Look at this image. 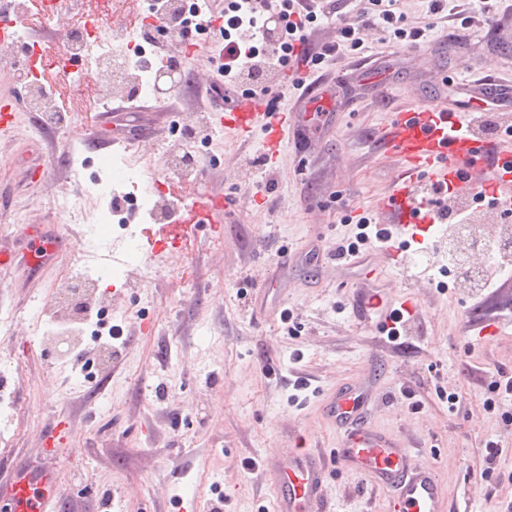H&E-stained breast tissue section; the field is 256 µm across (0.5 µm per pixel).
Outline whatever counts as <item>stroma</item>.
I'll list each match as a JSON object with an SVG mask.
<instances>
[{"label": "stroma", "instance_id": "35a3bbf8", "mask_svg": "<svg viewBox=\"0 0 512 512\" xmlns=\"http://www.w3.org/2000/svg\"><path fill=\"white\" fill-rule=\"evenodd\" d=\"M479 6L448 0L443 19L426 0H400L424 44L406 50L373 32L360 49L336 45L311 70L329 111L313 107L296 81L274 89L266 109L287 113L288 125L271 160L263 126L241 137L214 110L216 95L238 93L209 62L217 35L199 40L178 88L134 109L113 106L103 122L87 120L102 110L86 98L67 112L66 127H44L18 77L0 74V98L18 103L0 130V318L14 325L0 335L8 371L0 390L13 403L0 414V479L18 463L56 470L59 512H207L219 493L224 512H275L267 459L308 448L332 467L326 512H391L389 491L334 465L338 431L325 406L354 382L369 395L368 426L436 464L452 512H496L512 500V399L484 405L499 372L512 376V277L501 280L496 260L479 255L488 287L440 289L449 244L440 233L411 243L402 268L378 246L347 260L330 250L353 236L357 215L379 214L399 173L389 139L395 113L425 100L451 104L461 80L491 74L512 83V16L488 18ZM468 16L475 22L465 30ZM193 114L204 129L191 182L223 197L222 222L198 225L184 253L164 263L129 257L102 225L108 246L97 261L126 267L100 284L112 299L107 324L118 354L90 379L80 364L47 359L33 314L51 305L85 247L56 200L83 196L93 215L107 206L74 168L105 146L111 160L155 177L178 146L173 127ZM369 288L419 302L395 342L353 316L352 292ZM284 310L294 334L282 329ZM452 392L460 397L453 408ZM52 429L49 456L43 435ZM489 439L509 453L485 479ZM249 458L257 469H244Z\"/></svg>", "mask_w": 512, "mask_h": 512}]
</instances>
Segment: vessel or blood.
I'll return each instance as SVG.
<instances>
[{"instance_id":"vessel-or-blood-1","label":"vessel or blood","mask_w":512,"mask_h":512,"mask_svg":"<svg viewBox=\"0 0 512 512\" xmlns=\"http://www.w3.org/2000/svg\"><path fill=\"white\" fill-rule=\"evenodd\" d=\"M260 107L255 98L237 102L228 107L225 126L251 130ZM390 139L407 162L380 203L397 234L430 231L429 213L410 201L412 188L425 178L456 192L470 188L472 173H479L486 184L493 186L495 203L512 208V148L477 137L469 113L445 107L434 110L424 102L411 111L395 114ZM217 211L215 201L197 203L187 209L181 223L148 229L146 247L151 257L162 261L166 249L183 251V242L195 225L214 223ZM352 310L362 322L379 316L384 331L414 313L408 303L385 309L359 295L352 298ZM360 392V387L348 386L329 407L332 420L342 432L337 463L370 475L376 484L391 491L395 512H447L435 464L412 461L407 449L370 429ZM327 478L326 467L314 453L289 452L278 463L272 479L276 512H319ZM7 492V512H55L58 483L52 470L33 472L16 467Z\"/></svg>"}]
</instances>
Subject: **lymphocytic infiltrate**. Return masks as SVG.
<instances>
[{
  "mask_svg": "<svg viewBox=\"0 0 512 512\" xmlns=\"http://www.w3.org/2000/svg\"><path fill=\"white\" fill-rule=\"evenodd\" d=\"M399 0H367L365 7L349 14L343 0H209L207 15L189 23L181 10L168 8L157 11L156 28L160 31L184 33L219 32L224 46L211 62L225 80L244 85L245 96H265L271 93V80L280 66L298 46L306 45L307 32L318 17L335 19L337 37L350 49L362 46L368 32L381 31L389 39L405 46H417L423 36L421 28H406L401 24ZM272 13L280 21V30L269 33L257 23ZM40 80L54 88L58 97L56 113L74 108L82 97L96 92L93 77H86L81 91H74L68 75L58 67H44Z\"/></svg>",
  "mask_w": 512,
  "mask_h": 512,
  "instance_id": "1",
  "label": "lymphocytic infiltrate"
}]
</instances>
